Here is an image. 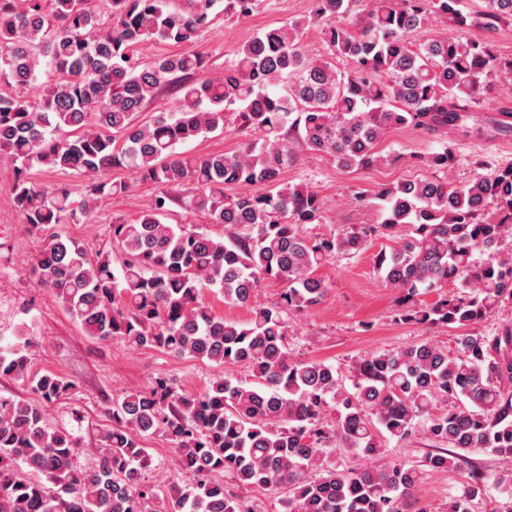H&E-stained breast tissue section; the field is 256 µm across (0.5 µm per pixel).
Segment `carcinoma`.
<instances>
[{"label":"carcinoma","instance_id":"obj_1","mask_svg":"<svg viewBox=\"0 0 512 512\" xmlns=\"http://www.w3.org/2000/svg\"><path fill=\"white\" fill-rule=\"evenodd\" d=\"M216 2L177 10L169 0H103L104 27L89 0H0V158L14 167L22 222L45 235L39 281L95 340L243 365L258 380L247 386L226 373L196 394L161 381L131 391L112 403L95 462L77 467L75 437L46 417L75 384L55 373L33 377L32 396H0V512H147L159 494L141 481L149 466L141 439L156 433L176 444L183 475L161 512H247L224 491L226 472L243 487L288 489L289 512H411L425 472L458 469L478 452L512 456V324L478 328L512 302V165L461 186L419 179L360 192L357 203L380 221L314 239L301 230L320 223L317 192L280 180L301 153L328 155L345 171L373 167L384 161L377 147L390 129L479 132L468 125L472 108L496 79L512 78V59L489 38L446 36L415 48L409 36L431 18L491 36L512 21V0H485L472 14L460 0H375L356 20L353 0H314L310 16L256 33L223 76L194 82L206 60L192 45ZM254 2L224 0V13L245 17ZM311 24L321 27L331 60L299 45L298 31ZM152 39L184 49L145 63L140 51ZM165 90L176 110L138 122ZM233 105L249 136L238 150L179 156L177 146L224 133ZM414 159L446 169L455 156L446 144ZM36 166L83 177V194L33 181ZM114 168L160 187L137 220L111 226L123 254L117 268L111 253L93 257L55 230L91 222L102 199L129 192L108 178ZM257 183L269 191L224 197L226 186ZM184 185L194 192L173 194ZM172 205L231 227V239L165 223ZM403 224L406 237L376 259L380 279L398 294L395 317L470 332L457 337L452 356L432 342L368 355L351 392L334 366L292 359L285 315L320 303L327 283L316 272L331 258L357 254ZM267 281L282 284L279 300L251 304ZM449 283L456 292L441 293ZM214 288L250 308V319L215 316L203 301ZM432 292L438 300L425 303ZM27 348L0 346V378L27 374ZM440 403L448 409L431 414ZM426 416L435 451L417 463L339 470L328 461L336 446L380 458V434L404 440ZM312 470L323 475L312 481ZM484 494L473 471L448 512H469Z\"/></svg>","mask_w":512,"mask_h":512}]
</instances>
